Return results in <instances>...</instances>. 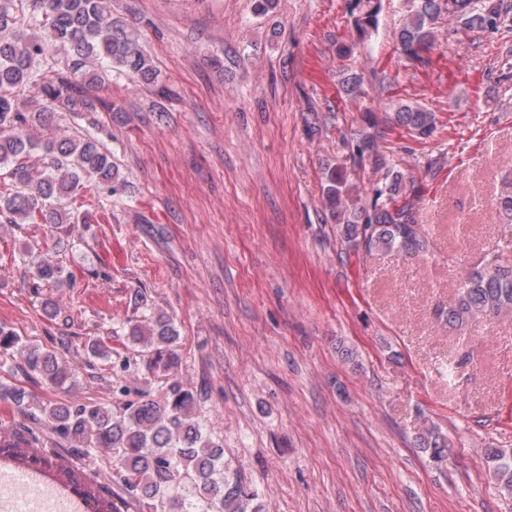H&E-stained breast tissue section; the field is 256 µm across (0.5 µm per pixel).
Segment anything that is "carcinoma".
Here are the masks:
<instances>
[{
	"label": "carcinoma",
	"instance_id": "carcinoma-1",
	"mask_svg": "<svg viewBox=\"0 0 512 512\" xmlns=\"http://www.w3.org/2000/svg\"><path fill=\"white\" fill-rule=\"evenodd\" d=\"M347 5L359 39L370 37L377 28L380 0H347ZM407 6L395 34L396 49L415 67L430 63L426 54L435 43V24L444 14L466 32L512 30V0H409ZM107 71L135 85H151L162 97L171 93L142 48L137 30L112 15V0H0V179L11 185L8 193H0V224H53L69 236L75 232V221L60 207L62 200L88 187L108 197L126 190L97 124L77 135H67L59 127L66 115L98 111L102 102L86 85L102 84ZM26 91L36 93L38 109L21 100ZM341 91L352 99L360 97L361 76L345 72ZM389 119L417 140L431 138L437 129L435 113L408 101L394 103ZM362 122L354 155L368 161L374 174L367 199L350 207L347 198L356 184L342 170L328 168L323 188L327 217L336 223V234L349 251L403 259L429 253L433 241L414 218L420 189L379 144L376 117L367 112ZM34 153L46 161L39 172L28 165ZM492 204L500 223L511 225V176L495 184ZM62 245L58 239L43 253L22 251L35 287H74L72 272L58 258ZM511 314L512 262L496 248L459 280L448 306L435 310L439 320L458 331ZM126 326L128 339L141 347L146 370L168 379L164 404L140 390L136 399L117 409L90 401L40 405L57 437L112 458L123 494L109 495L90 476L67 467L54 449H33V442L16 427L0 430V454L31 471L56 469L91 512H129L141 506L152 512H261L254 506L258 493L238 474L226 472L223 445L204 433L194 411L197 395L175 378L180 333L173 320L144 309ZM2 353L18 356L25 371L54 388L70 392L78 385L75 369L57 348L32 344L4 324ZM0 401L21 413L37 405L25 387L1 380ZM416 442L432 461L448 459L449 442L436 426L422 427ZM487 458L500 494L512 499V448H491Z\"/></svg>",
	"mask_w": 512,
	"mask_h": 512
}]
</instances>
